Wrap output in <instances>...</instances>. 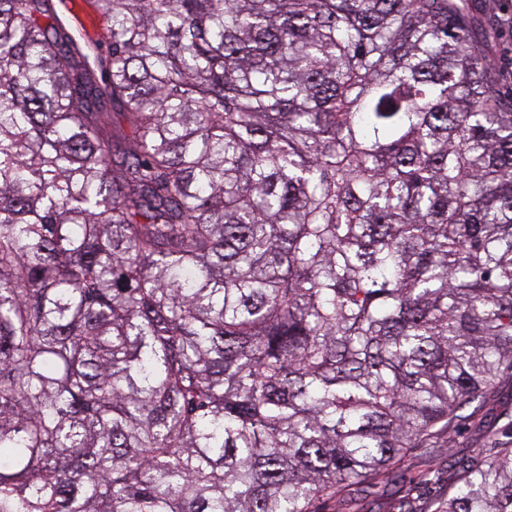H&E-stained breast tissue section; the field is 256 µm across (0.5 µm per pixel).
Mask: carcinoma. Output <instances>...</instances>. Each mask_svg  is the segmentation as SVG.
Instances as JSON below:
<instances>
[{
	"mask_svg": "<svg viewBox=\"0 0 512 512\" xmlns=\"http://www.w3.org/2000/svg\"><path fill=\"white\" fill-rule=\"evenodd\" d=\"M61 3L0 0V512H326L512 381L477 4ZM488 438L424 512H512Z\"/></svg>",
	"mask_w": 512,
	"mask_h": 512,
	"instance_id": "1",
	"label": "carcinoma"
}]
</instances>
